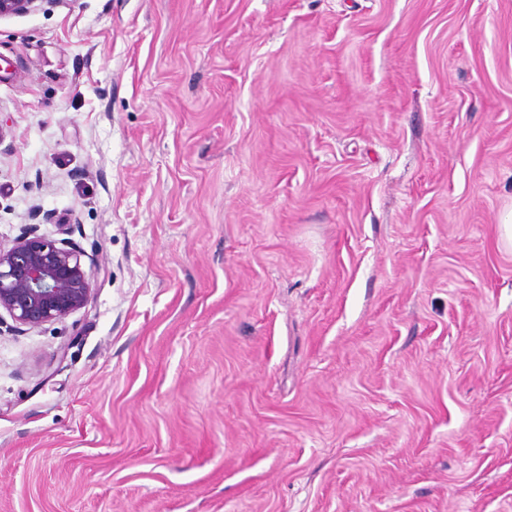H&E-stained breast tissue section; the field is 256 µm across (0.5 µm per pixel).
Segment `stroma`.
Instances as JSON below:
<instances>
[{"mask_svg": "<svg viewBox=\"0 0 512 512\" xmlns=\"http://www.w3.org/2000/svg\"><path fill=\"white\" fill-rule=\"evenodd\" d=\"M510 212L512 0L0 18V512H512ZM38 226L27 224L9 247L0 244V313L18 330L64 322L92 297L93 259L75 243L40 234Z\"/></svg>", "mask_w": 512, "mask_h": 512, "instance_id": "stroma-1", "label": "stroma"}]
</instances>
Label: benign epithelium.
I'll list each match as a JSON object with an SVG mask.
<instances>
[{"label":"benign epithelium","mask_w":512,"mask_h":512,"mask_svg":"<svg viewBox=\"0 0 512 512\" xmlns=\"http://www.w3.org/2000/svg\"><path fill=\"white\" fill-rule=\"evenodd\" d=\"M38 0H0V18L28 13ZM86 252L70 241H57L28 224L9 247L0 245V311L14 328L35 329L64 322L92 297V268Z\"/></svg>","instance_id":"obj_1"}]
</instances>
